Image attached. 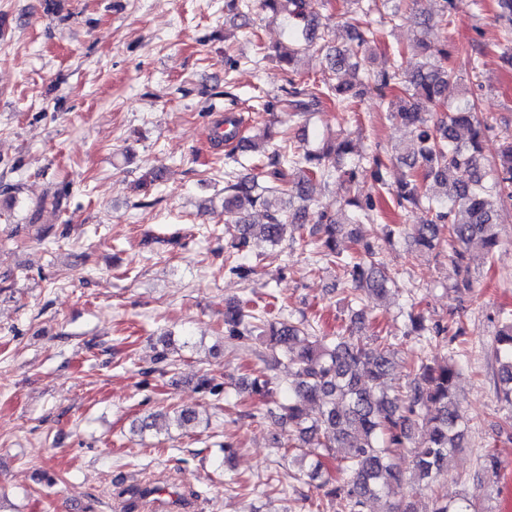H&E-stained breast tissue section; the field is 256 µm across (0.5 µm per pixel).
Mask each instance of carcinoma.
<instances>
[{
  "label": "carcinoma",
  "mask_w": 512,
  "mask_h": 512,
  "mask_svg": "<svg viewBox=\"0 0 512 512\" xmlns=\"http://www.w3.org/2000/svg\"><path fill=\"white\" fill-rule=\"evenodd\" d=\"M394 2L389 12H381L377 0H351L354 14L347 21L348 44L328 47L325 54L329 75L335 81L324 87L289 79L282 98L264 103L268 111L283 105L302 115L320 112L326 102L346 111H356L359 102L376 90L390 93L387 118L412 128V137L394 147V159L406 167L404 177L390 185L383 175L385 163L377 156H353L347 140L327 139L317 149L295 148L273 142L270 129L253 136H240L239 121L228 115L217 126L213 138L230 147L225 154L229 169L239 163L237 153L259 151L263 161L257 172L243 177L228 175L224 185V210L239 215V223L227 228L224 241V273L249 281L256 269L248 261L249 239L259 235L278 247L288 240V227L309 225L302 246H312L320 258L336 266L349 285L343 302L351 308L354 324L361 323L366 299L381 300L390 292L392 279L369 246L357 255L337 249V235L343 229L326 209L310 211L313 184L336 179L350 184L363 165L400 209L423 208L429 216L425 224L401 228L411 231L420 250L441 252L452 246V262L459 280L455 288H474L470 247L477 243L483 258L495 255L499 245L498 204L511 196L512 136L504 138L495 163L487 171L483 165L481 142L486 126L475 113V103L464 96L450 103L448 83L454 74L430 65L431 52L443 53L435 42V30L448 25V0H441L439 18L414 12L416 35L408 51L416 57L410 68L403 67L399 49L388 65L379 70L366 66L379 27L399 24L417 0ZM264 9L288 20V45L278 53L281 62L293 68L300 56L325 40L330 25L322 21L324 0H261ZM497 17L504 28L500 48L512 63V0H496ZM435 103L440 111H420L419 100ZM260 206L266 223L250 224L247 214ZM345 224L371 218L375 201L349 197L343 202ZM409 334L420 346L438 339L454 341L462 329L428 318L411 304L406 312ZM264 339L265 349H253L262 363L283 360L295 369L293 378L282 384L264 370L240 386L231 375L224 385L245 389L259 397V405L237 414L239 421H254L267 415L288 424L302 449L291 454L287 446L276 447L284 462L311 458L312 472L322 478L316 489L326 497H337L343 512H365L372 499L389 500L387 512H416L404 493L425 483L430 491L428 512H479L477 495L464 492L454 501L435 487L438 478L449 472L456 451L465 447L467 426L456 399L455 383L460 354L456 351L441 364H431L420 356L414 361L408 382L391 394L387 379L392 369L393 344L383 336H359L350 330L336 336L317 334L305 318L271 317L250 299L224 300V340L247 349ZM493 357L498 365L496 390L509 412L505 425L512 428V309H499ZM199 414L191 408L174 411L173 421L183 428L194 425ZM408 459V468L396 459Z\"/></svg>",
  "instance_id": "cac0c4a2"
}]
</instances>
